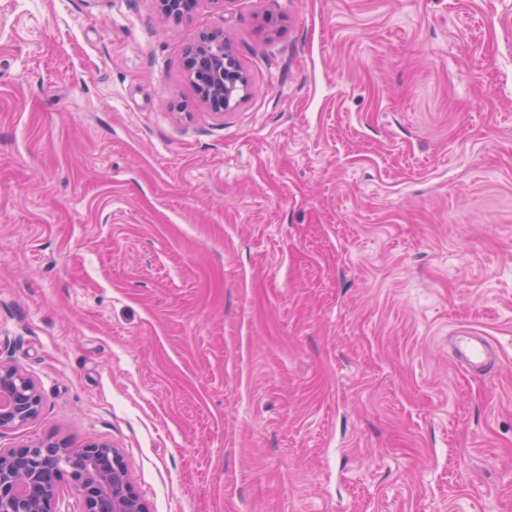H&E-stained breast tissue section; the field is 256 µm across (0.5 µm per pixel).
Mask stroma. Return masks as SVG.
Returning a JSON list of instances; mask_svg holds the SVG:
<instances>
[{
	"label": "stroma",
	"instance_id": "35a3bbf8",
	"mask_svg": "<svg viewBox=\"0 0 512 512\" xmlns=\"http://www.w3.org/2000/svg\"><path fill=\"white\" fill-rule=\"evenodd\" d=\"M0 357L151 512H512V0H0ZM157 12L164 19L178 18L188 14L194 7L195 0H154ZM218 48L222 49L224 65L215 62L214 54ZM231 60H237L232 42L224 36V30H214L203 33L189 47L184 61L190 80L198 85L199 98L220 118L242 101L241 92L248 86L246 73L239 63L229 65ZM227 101L231 106L224 109ZM448 342L455 360L475 374L489 375L501 365L498 348L478 331H459Z\"/></svg>",
	"mask_w": 512,
	"mask_h": 512
}]
</instances>
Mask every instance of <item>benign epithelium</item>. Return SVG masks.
<instances>
[{
    "mask_svg": "<svg viewBox=\"0 0 512 512\" xmlns=\"http://www.w3.org/2000/svg\"><path fill=\"white\" fill-rule=\"evenodd\" d=\"M164 19L188 14L195 0H154ZM224 31L202 34L189 47L184 67L198 85L197 94L215 115L224 117L225 102L236 107L248 78ZM38 384L16 366L0 360V435L19 430L41 413ZM67 486L79 512H151L135 488L121 453L105 442L73 448L46 441L0 449V512H59L60 491Z\"/></svg>",
    "mask_w": 512,
    "mask_h": 512,
    "instance_id": "7a95c632",
    "label": "benign epithelium"
}]
</instances>
